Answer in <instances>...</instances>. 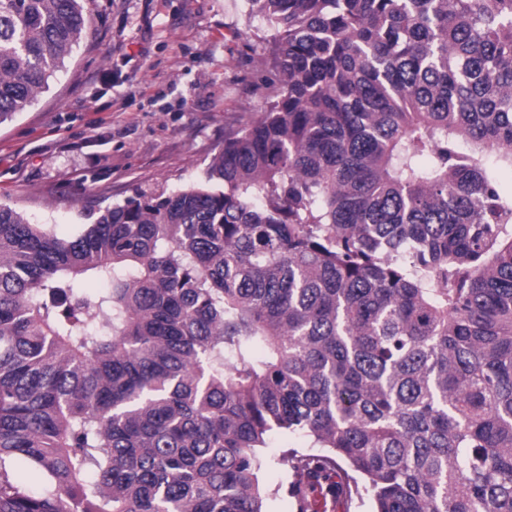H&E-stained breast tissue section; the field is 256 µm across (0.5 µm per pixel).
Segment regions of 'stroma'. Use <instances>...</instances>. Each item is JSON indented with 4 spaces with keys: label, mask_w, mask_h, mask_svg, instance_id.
<instances>
[{
    "label": "stroma",
    "mask_w": 512,
    "mask_h": 512,
    "mask_svg": "<svg viewBox=\"0 0 512 512\" xmlns=\"http://www.w3.org/2000/svg\"><path fill=\"white\" fill-rule=\"evenodd\" d=\"M89 25L50 88L0 124V203L68 237L135 191L203 179L225 131L274 90L268 37L242 0H90ZM275 438L270 512H298Z\"/></svg>",
    "instance_id": "1"
}]
</instances>
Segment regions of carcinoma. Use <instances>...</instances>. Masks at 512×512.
Masks as SVG:
<instances>
[{
	"mask_svg": "<svg viewBox=\"0 0 512 512\" xmlns=\"http://www.w3.org/2000/svg\"><path fill=\"white\" fill-rule=\"evenodd\" d=\"M244 2L276 91L202 181L0 204V512H269L294 434L299 512H512V0ZM87 22L0 0V124ZM310 441L303 436H292L288 438L276 437L270 448H266L268 464L262 473V482L269 490L270 498L268 510L271 512H298L295 499L287 495V475L285 470L278 464L280 454L285 448H311ZM282 488L278 494H273L279 486Z\"/></svg>",
	"mask_w": 512,
	"mask_h": 512,
	"instance_id": "carcinoma-1",
	"label": "carcinoma"
}]
</instances>
